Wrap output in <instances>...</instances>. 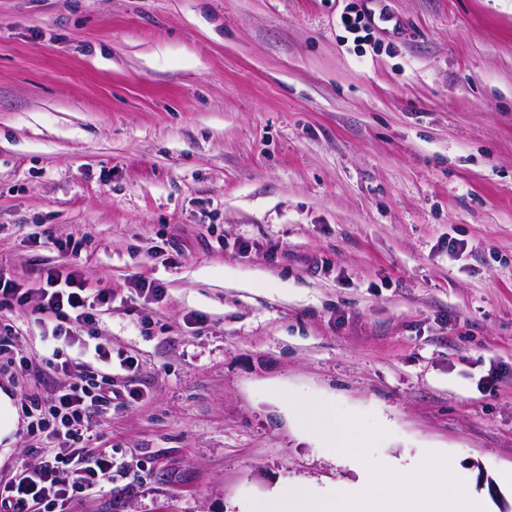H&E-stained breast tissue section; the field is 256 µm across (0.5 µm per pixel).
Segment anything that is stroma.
<instances>
[{
    "label": "stroma",
    "instance_id": "1",
    "mask_svg": "<svg viewBox=\"0 0 512 512\" xmlns=\"http://www.w3.org/2000/svg\"><path fill=\"white\" fill-rule=\"evenodd\" d=\"M71 237L142 395L93 427L134 492L73 512L325 495L318 406L512 512V0H0V271ZM340 22L343 27L351 34L355 35V40L364 39L365 36L360 35L362 32L369 30V20L364 13H360L353 7H346L340 15Z\"/></svg>",
    "mask_w": 512,
    "mask_h": 512
}]
</instances>
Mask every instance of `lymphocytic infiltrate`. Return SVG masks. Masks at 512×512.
<instances>
[{
    "label": "lymphocytic infiltrate",
    "instance_id": "obj_1",
    "mask_svg": "<svg viewBox=\"0 0 512 512\" xmlns=\"http://www.w3.org/2000/svg\"><path fill=\"white\" fill-rule=\"evenodd\" d=\"M61 249L70 254L69 265L44 270L37 291L0 274V309L12 313L11 318H0V375L36 361L50 374L65 377L48 394L30 392L21 398L25 436L38 440L34 452L39 460L18 465L10 478L0 479V512H70L72 502L105 493L107 485L124 474L115 467L111 449L93 446L91 423L110 413L113 404L129 406L139 396L113 388L111 344L96 342L90 365L64 353L65 347H82L87 338L95 339L98 313L111 307L112 296L89 288L80 242L66 241ZM32 312L40 324L51 326L53 338L64 342V349L38 360L21 353L18 320Z\"/></svg>",
    "mask_w": 512,
    "mask_h": 512
}]
</instances>
